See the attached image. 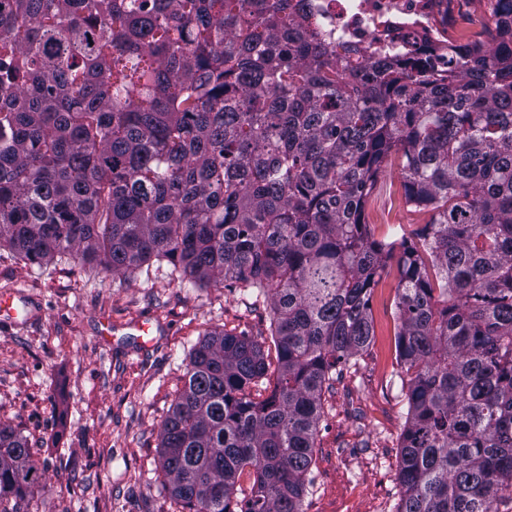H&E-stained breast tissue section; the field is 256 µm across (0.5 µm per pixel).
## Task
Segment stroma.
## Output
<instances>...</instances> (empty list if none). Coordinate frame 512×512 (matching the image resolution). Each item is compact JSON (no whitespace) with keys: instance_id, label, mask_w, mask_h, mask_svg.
Masks as SVG:
<instances>
[{"instance_id":"1","label":"stroma","mask_w":512,"mask_h":512,"mask_svg":"<svg viewBox=\"0 0 512 512\" xmlns=\"http://www.w3.org/2000/svg\"><path fill=\"white\" fill-rule=\"evenodd\" d=\"M365 220L388 241L426 223L406 203L399 159L379 173ZM171 271L155 264L129 280L96 276L67 259L41 268L0 248V294L23 307L0 321V422L27 437L45 468L27 512H180L158 443L191 347L220 328L254 337L275 358L265 307H249L235 288L180 287ZM396 285L392 270L375 289L374 341L325 403L304 512H396L406 417Z\"/></svg>"}]
</instances>
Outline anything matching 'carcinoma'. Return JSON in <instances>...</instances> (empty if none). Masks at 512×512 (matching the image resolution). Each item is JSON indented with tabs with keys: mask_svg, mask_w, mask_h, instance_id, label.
Returning <instances> with one entry per match:
<instances>
[{
	"mask_svg": "<svg viewBox=\"0 0 512 512\" xmlns=\"http://www.w3.org/2000/svg\"><path fill=\"white\" fill-rule=\"evenodd\" d=\"M448 71L345 49L305 0H0V246L242 288L262 345L191 348L159 433L186 512H303L322 397L375 336L396 266L407 406L396 512L512 508V0ZM429 221L377 240L388 160ZM250 494L238 500L243 474ZM44 470L0 423V512Z\"/></svg>",
	"mask_w": 512,
	"mask_h": 512,
	"instance_id": "1",
	"label": "carcinoma"
}]
</instances>
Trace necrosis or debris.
<instances>
[{
	"mask_svg": "<svg viewBox=\"0 0 512 512\" xmlns=\"http://www.w3.org/2000/svg\"><path fill=\"white\" fill-rule=\"evenodd\" d=\"M323 32L337 49L356 46L386 54L419 55L438 70L448 53L464 45L471 27H486L493 13H474L468 0H312Z\"/></svg>",
	"mask_w": 512,
	"mask_h": 512,
	"instance_id": "4bbe7bcc",
	"label": "necrosis or debris"
}]
</instances>
